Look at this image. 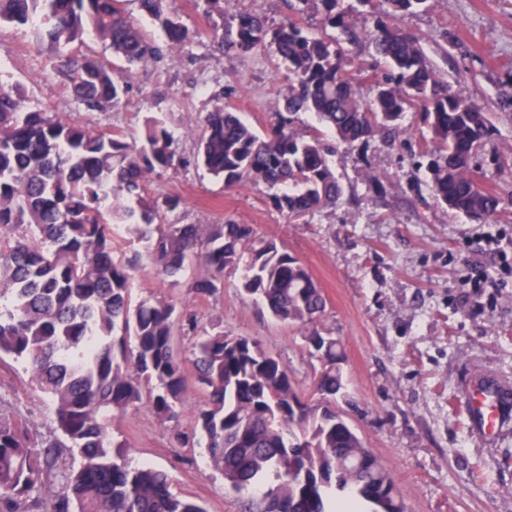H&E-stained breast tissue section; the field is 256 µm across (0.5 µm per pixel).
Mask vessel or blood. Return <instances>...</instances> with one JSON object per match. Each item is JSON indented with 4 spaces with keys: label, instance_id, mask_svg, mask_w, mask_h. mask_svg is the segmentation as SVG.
I'll return each instance as SVG.
<instances>
[{
    "label": "vessel or blood",
    "instance_id": "1",
    "mask_svg": "<svg viewBox=\"0 0 512 512\" xmlns=\"http://www.w3.org/2000/svg\"><path fill=\"white\" fill-rule=\"evenodd\" d=\"M462 394L482 439L497 442L512 431V383L488 377L466 380Z\"/></svg>",
    "mask_w": 512,
    "mask_h": 512
}]
</instances>
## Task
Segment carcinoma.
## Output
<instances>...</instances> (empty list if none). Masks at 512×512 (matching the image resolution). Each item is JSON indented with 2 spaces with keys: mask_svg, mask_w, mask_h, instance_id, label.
<instances>
[{
  "mask_svg": "<svg viewBox=\"0 0 512 512\" xmlns=\"http://www.w3.org/2000/svg\"><path fill=\"white\" fill-rule=\"evenodd\" d=\"M123 0H0V27L31 28L52 52L53 68L87 112L121 106L133 67L159 55ZM171 45L193 34L166 0H138ZM426 0H385L371 26L354 29L357 11L345 0H288L293 17L272 26L241 12L229 34L213 37L240 57L266 47L288 71L282 108L260 136L213 99L197 151L187 154L162 117L138 137L99 132L30 105L0 83V358L26 364L53 408L43 437L0 416V512H207L172 490L168 473L133 463L112 444V420L142 404L162 423L183 408L188 376L178 342H190L194 381L204 394L195 416L196 444L239 495L244 512H329L333 493L348 512H405L397 487L374 452L338 412L348 400L336 339L318 320L322 288L296 258L250 224L165 223L179 197L145 196V179L178 167H203L228 188L262 183L271 205L292 221L335 207L344 190L330 167L336 145L404 132L411 110L423 112L432 149L428 185L448 209L482 223L501 199L483 190L474 168L491 136L487 112L460 87L443 81L422 38L403 21ZM319 17L315 34L296 17ZM363 42L383 65L379 75L353 66L327 30ZM96 39L125 62L113 69L74 44ZM371 83L372 97L360 94ZM315 115L336 135L328 144L301 129ZM138 246L113 257L111 225ZM145 263L187 284L195 298L213 297L224 272L242 270L241 294L297 326L323 366L316 400L295 388L288 365L250 336L207 331L197 312L165 297L132 303L134 273Z\"/></svg>",
  "mask_w": 512,
  "mask_h": 512,
  "instance_id": "1",
  "label": "carcinoma"
}]
</instances>
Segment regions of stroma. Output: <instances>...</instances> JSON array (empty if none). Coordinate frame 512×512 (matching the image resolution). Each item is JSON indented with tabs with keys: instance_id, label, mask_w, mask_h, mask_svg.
Instances as JSON below:
<instances>
[{
	"instance_id": "35a3bbf8",
	"label": "stroma",
	"mask_w": 512,
	"mask_h": 512,
	"mask_svg": "<svg viewBox=\"0 0 512 512\" xmlns=\"http://www.w3.org/2000/svg\"><path fill=\"white\" fill-rule=\"evenodd\" d=\"M168 8L193 37L175 56L135 67L119 109L84 111L23 28H0V82L94 130L135 135L159 114L188 152L219 92L226 107L265 133L281 107L286 70L263 48L245 58L224 52L212 28L241 11L282 22L285 0H224L220 14L206 0H168ZM405 24L421 36L437 73L466 88L489 116L494 134L478 158L477 181L502 204L488 221L472 222L432 195L421 157L429 132L418 111L406 113L405 135L337 148L331 166L342 203L299 223L270 205L266 186L228 188L202 168L150 175L146 193L181 198L167 221L250 224L305 265L327 302L319 326L343 356L350 400L337 408L380 458L407 512H512V435L485 445L461 393L473 376L512 380V167L497 162L512 156V0H428ZM478 276L485 279L480 288L472 285ZM238 280L225 273L218 294L201 301L146 264L132 298L166 296L202 323L217 319L226 333L258 340L287 364L298 391L311 394L320 364L298 328L243 298ZM202 400L189 385L181 417L167 423L148 407L132 409L113 421L112 439L125 444L133 463L166 470L174 491L208 512H240L239 495L205 463L202 449L176 439L191 430ZM0 414L44 435L54 426L50 402L9 357L0 360Z\"/></svg>"
}]
</instances>
